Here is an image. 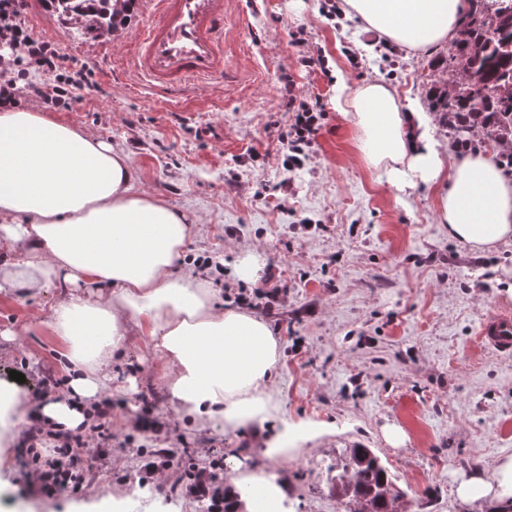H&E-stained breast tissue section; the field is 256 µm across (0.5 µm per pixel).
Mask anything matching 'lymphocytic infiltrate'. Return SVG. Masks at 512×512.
<instances>
[{"label":"lymphocytic infiltrate","mask_w":512,"mask_h":512,"mask_svg":"<svg viewBox=\"0 0 512 512\" xmlns=\"http://www.w3.org/2000/svg\"><path fill=\"white\" fill-rule=\"evenodd\" d=\"M28 0H0V107L28 99L46 108H71L76 84L58 45L36 35L28 24ZM282 95L289 114L284 134L288 152L283 161L291 171L302 169L308 150L322 128L323 109L295 91L285 79ZM30 483L52 497L63 491L79 493L86 474L99 470L112 458V401L102 399L90 424L72 433L33 424L26 432Z\"/></svg>","instance_id":"lymphocytic-infiltrate-1"}]
</instances>
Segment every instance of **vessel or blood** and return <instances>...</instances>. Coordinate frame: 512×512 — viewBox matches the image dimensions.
I'll return each instance as SVG.
<instances>
[{"label":"vessel or blood","mask_w":512,"mask_h":512,"mask_svg":"<svg viewBox=\"0 0 512 512\" xmlns=\"http://www.w3.org/2000/svg\"><path fill=\"white\" fill-rule=\"evenodd\" d=\"M153 10L125 42L131 72L153 94L167 96L188 83L224 74V26L229 0H148ZM479 340L512 352V316L494 313L481 323Z\"/></svg>","instance_id":"obj_1"}]
</instances>
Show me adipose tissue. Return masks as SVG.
I'll use <instances>...</instances> for the list:
<instances>
[{"label": "adipose tissue", "mask_w": 512, "mask_h": 512, "mask_svg": "<svg viewBox=\"0 0 512 512\" xmlns=\"http://www.w3.org/2000/svg\"><path fill=\"white\" fill-rule=\"evenodd\" d=\"M348 14L389 42L416 51L453 41L466 0H345ZM337 107L358 132L363 160L398 189L424 184L438 193L437 218L476 250L512 241V177L493 154L452 159L429 134L422 113L367 81ZM189 217L137 188L129 156L93 133L46 112L0 110V259L16 292L62 287L47 324L62 348L61 400L34 404L0 383V447L17 442L24 419L73 430L102 396L120 400L112 359L136 327L162 354L161 376L179 412L199 428L265 431L277 414L270 384L280 348L267 323L215 306L204 281L184 271ZM248 512L287 494L258 471H234ZM455 493L466 507L483 502L512 512V455L490 472H460Z\"/></svg>", "instance_id": "1"}]
</instances>
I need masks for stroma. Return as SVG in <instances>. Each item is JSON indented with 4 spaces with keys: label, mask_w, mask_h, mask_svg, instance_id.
Here are the masks:
<instances>
[{
    "label": "stroma",
    "mask_w": 512,
    "mask_h": 512,
    "mask_svg": "<svg viewBox=\"0 0 512 512\" xmlns=\"http://www.w3.org/2000/svg\"><path fill=\"white\" fill-rule=\"evenodd\" d=\"M323 0H230L224 28L226 78L169 100L114 79L121 40L132 15L107 39L78 35L35 0L34 32L59 45L74 68L93 71L74 90L59 120L91 131L131 158L136 182L194 221L186 257H209L221 275L202 271L218 307L234 308L225 290H287L280 306L253 308L280 345L272 394L280 418L321 425V436L291 459L268 460L250 431L216 423L186 425L158 374L161 360L139 337L113 359L127 405L112 413V431L132 445L113 447L112 463L87 477L78 494L44 497L29 489L20 445L0 447V512H200L197 497H171L175 470L146 473L152 450L177 448L184 466L211 460L262 470L285 487L289 512H345L331 492V468L344 449H373L405 493L406 512H490L465 509L454 494L457 470H489L512 454V353L477 342L483 318L512 313V242L475 252L437 219L432 188L399 192L360 157L357 133L335 106L340 87L368 80L388 84L412 108H428L438 73L436 54L407 50L353 16L328 19ZM321 52L326 70L302 67L303 52ZM326 113L303 169L283 168L277 125L283 76ZM260 277L237 278L245 253ZM55 288L29 294L0 290V380L24 374L20 388L35 402L64 393L56 341L45 321ZM152 427L136 429L141 408ZM401 430L400 446L383 433ZM120 506H113V498Z\"/></svg>",
    "instance_id": "obj_1"
}]
</instances>
